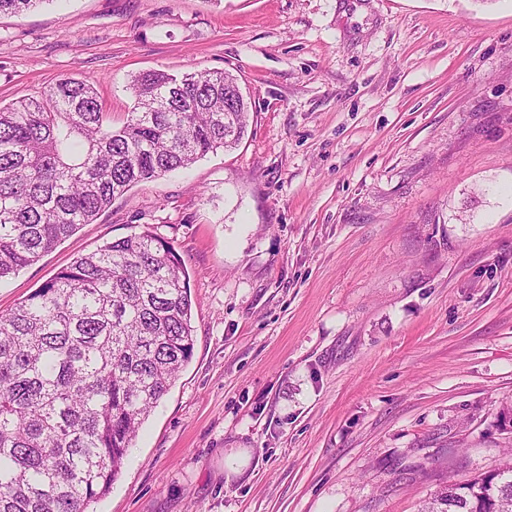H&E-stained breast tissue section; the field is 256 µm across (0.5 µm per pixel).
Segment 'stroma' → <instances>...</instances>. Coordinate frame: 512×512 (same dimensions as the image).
I'll return each instance as SVG.
<instances>
[{
	"label": "stroma",
	"instance_id": "1",
	"mask_svg": "<svg viewBox=\"0 0 512 512\" xmlns=\"http://www.w3.org/2000/svg\"><path fill=\"white\" fill-rule=\"evenodd\" d=\"M227 70L234 150L139 183L0 280L14 308L134 232L190 276L194 348L93 512H421L512 447V0H43L0 102ZM247 465L227 475L224 457Z\"/></svg>",
	"mask_w": 512,
	"mask_h": 512
}]
</instances>
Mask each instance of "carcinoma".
Returning a JSON list of instances; mask_svg holds the SVG:
<instances>
[{"label":"carcinoma","instance_id":"cac0c4a2","mask_svg":"<svg viewBox=\"0 0 512 512\" xmlns=\"http://www.w3.org/2000/svg\"><path fill=\"white\" fill-rule=\"evenodd\" d=\"M46 0H0L18 14ZM112 126L64 78L0 106V279L35 263L133 185L239 146L250 106L229 71H146ZM189 276L150 231L108 242L0 312V512H87L194 348ZM425 512H512V461L448 482Z\"/></svg>","mask_w":512,"mask_h":512}]
</instances>
